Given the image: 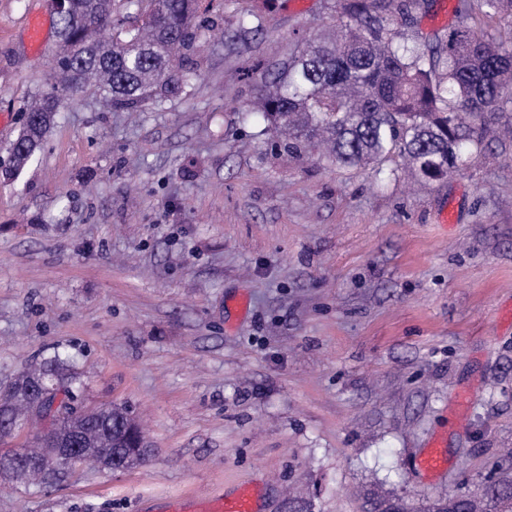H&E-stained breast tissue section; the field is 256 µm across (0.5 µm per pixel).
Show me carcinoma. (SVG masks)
Here are the masks:
<instances>
[{"instance_id":"obj_1","label":"carcinoma","mask_w":512,"mask_h":512,"mask_svg":"<svg viewBox=\"0 0 512 512\" xmlns=\"http://www.w3.org/2000/svg\"><path fill=\"white\" fill-rule=\"evenodd\" d=\"M202 0H126L119 18L114 0H68L58 16L60 42L52 74L25 105L11 161L0 173L26 168L68 96L89 92L114 111L139 112L186 92L198 42L213 22ZM426 0H334L336 32L296 45L266 64L256 111L293 159L310 150L345 167L379 165L401 155L412 174L437 181L460 170L465 150H481L499 113L512 103V37L494 38L480 23L507 12L512 0H477V12L448 29L444 40L421 48L394 27ZM62 383L50 397L67 411L51 421L31 415L29 381L20 374L5 407L16 427L37 420L42 430L27 446L80 448V462L102 467L125 452L123 408L106 405L74 413L80 380L59 353L39 364ZM369 512H408L394 498L369 500ZM512 512V481L487 485L481 496L450 495L426 512Z\"/></svg>"}]
</instances>
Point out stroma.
Returning a JSON list of instances; mask_svg holds the SVG:
<instances>
[{
  "mask_svg": "<svg viewBox=\"0 0 512 512\" xmlns=\"http://www.w3.org/2000/svg\"><path fill=\"white\" fill-rule=\"evenodd\" d=\"M332 5L211 0L186 94L140 112L76 94L0 177V386L69 353L83 406L127 405L153 446L42 489L0 476V512H165L240 482L258 512H423L512 478V107L440 182L397 156H276L250 112L259 66L333 27ZM457 6L428 0L416 30L435 42ZM52 12L0 0V167L57 45L32 54L27 25ZM442 430L448 471L424 478Z\"/></svg>",
  "mask_w": 512,
  "mask_h": 512,
  "instance_id": "1",
  "label": "stroma"
}]
</instances>
